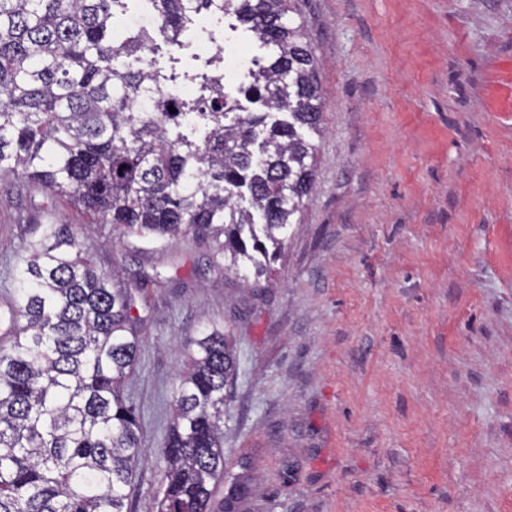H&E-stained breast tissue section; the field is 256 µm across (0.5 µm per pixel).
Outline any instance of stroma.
Returning <instances> with one entry per match:
<instances>
[{
	"mask_svg": "<svg viewBox=\"0 0 512 512\" xmlns=\"http://www.w3.org/2000/svg\"><path fill=\"white\" fill-rule=\"evenodd\" d=\"M319 59L315 187L271 282L209 242H122L0 179V313L22 245L70 224L132 289V512H155L184 345L234 336L223 508L512 512V0H299Z\"/></svg>",
	"mask_w": 512,
	"mask_h": 512,
	"instance_id": "35a3bbf8",
	"label": "stroma"
}]
</instances>
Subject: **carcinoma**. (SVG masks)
<instances>
[{
  "label": "carcinoma",
  "mask_w": 512,
  "mask_h": 512,
  "mask_svg": "<svg viewBox=\"0 0 512 512\" xmlns=\"http://www.w3.org/2000/svg\"><path fill=\"white\" fill-rule=\"evenodd\" d=\"M128 2L0 0V178L38 181L124 237L192 234L225 271L268 276L314 188L321 133L319 62L297 0H224L269 50L238 89L262 112L218 71L190 78L193 97H168L159 84L175 75L141 66L153 32L112 34ZM211 3L149 0L175 46ZM150 83L153 111L138 112ZM94 252L73 226L44 224L16 269L0 337V512H130L140 421L122 384L138 360L135 300ZM187 347L157 512H215L224 482L235 342L213 327Z\"/></svg>",
  "instance_id": "cac0c4a2"
}]
</instances>
